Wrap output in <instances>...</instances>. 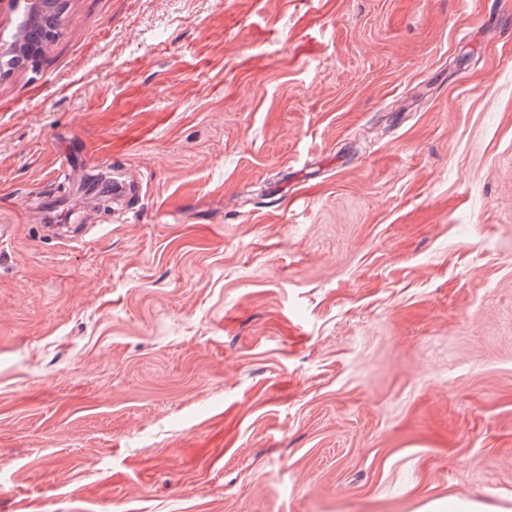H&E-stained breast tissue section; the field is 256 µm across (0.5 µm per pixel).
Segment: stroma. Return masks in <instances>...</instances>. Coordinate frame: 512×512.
Listing matches in <instances>:
<instances>
[{
  "mask_svg": "<svg viewBox=\"0 0 512 512\" xmlns=\"http://www.w3.org/2000/svg\"><path fill=\"white\" fill-rule=\"evenodd\" d=\"M0 224V512H512V0H70Z\"/></svg>",
  "mask_w": 512,
  "mask_h": 512,
  "instance_id": "35a3bbf8",
  "label": "stroma"
}]
</instances>
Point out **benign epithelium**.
I'll use <instances>...</instances> for the list:
<instances>
[{"instance_id":"obj_1","label":"benign epithelium","mask_w":512,"mask_h":512,"mask_svg":"<svg viewBox=\"0 0 512 512\" xmlns=\"http://www.w3.org/2000/svg\"><path fill=\"white\" fill-rule=\"evenodd\" d=\"M16 11L14 30L0 36V73L34 65L57 34L68 0H6Z\"/></svg>"}]
</instances>
